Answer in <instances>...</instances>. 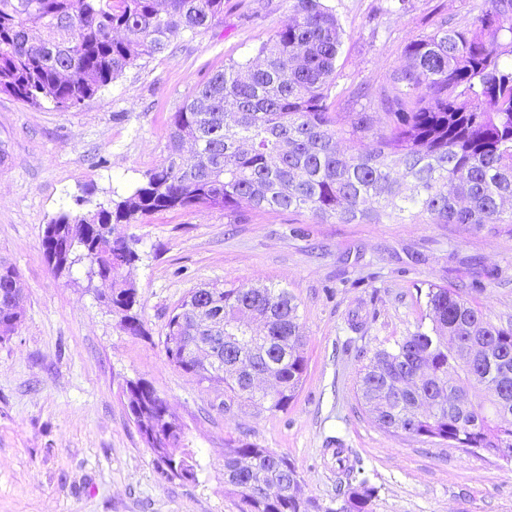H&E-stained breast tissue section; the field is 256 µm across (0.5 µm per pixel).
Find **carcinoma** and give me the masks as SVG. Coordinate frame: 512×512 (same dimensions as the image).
<instances>
[{
    "label": "carcinoma",
    "mask_w": 512,
    "mask_h": 512,
    "mask_svg": "<svg viewBox=\"0 0 512 512\" xmlns=\"http://www.w3.org/2000/svg\"><path fill=\"white\" fill-rule=\"evenodd\" d=\"M472 26L447 23L411 40L393 91L369 106L336 112V59L343 30L327 0H293L288 22L259 49L197 86L173 114L168 155L132 192L93 213L62 212L46 225L43 255L61 273L86 260L89 273L117 274L138 260L133 246L84 236L83 226L131 224L186 207L309 212L338 224H512V0H480ZM224 13V0H0V93L31 105L78 108L144 56L164 52L179 32L196 34ZM348 139L350 153L337 151ZM372 139L371 147L361 144ZM402 167V191L392 177ZM70 241V250L53 244ZM112 303L134 334L137 293L112 279ZM435 284L426 293L428 322L392 347L377 349L359 376L363 404L378 426L457 448L503 452L512 460V322L496 325L463 297ZM13 267L0 264V323L22 317ZM222 311L210 343L252 374L275 369L278 388L248 390L244 376L224 380L229 399L270 411L288 407L306 361L297 305L286 288L205 286L168 319L165 342L203 336L188 309ZM171 365L201 381L212 377L165 347ZM483 388L474 401L473 383ZM130 413L156 421L168 411L143 379L126 387ZM158 433L157 452L195 481L201 469L184 426ZM342 505L322 508L299 490L288 458L240 441L224 449V485L248 512H370L376 488L344 465ZM279 491L263 493L268 479Z\"/></svg>",
    "instance_id": "obj_1"
}]
</instances>
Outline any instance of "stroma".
<instances>
[{"label":"stroma","instance_id":"obj_1","mask_svg":"<svg viewBox=\"0 0 512 512\" xmlns=\"http://www.w3.org/2000/svg\"><path fill=\"white\" fill-rule=\"evenodd\" d=\"M476 0H333L343 30L336 109L354 91L390 90L412 38L444 21L472 25ZM292 0H224L198 34L139 59L78 109L0 94V261L24 294L14 334L0 342V512H243L224 486V450L245 440L285 455L301 493L339 507V465L377 488L371 512H512V463L379 428L358 381L373 352L414 331L424 289L463 288L495 323L512 322V226L338 224L310 214L187 208L116 224L139 259L119 272L137 291L144 332L132 334L88 274H54L42 236L59 213L120 199L168 153L170 117L196 85L255 59L287 22ZM288 289L307 370L288 407L228 400L220 380L171 366L163 341L175 307L211 285ZM147 380L187 427L204 469L171 480L127 408L128 382Z\"/></svg>","mask_w":512,"mask_h":512}]
</instances>
